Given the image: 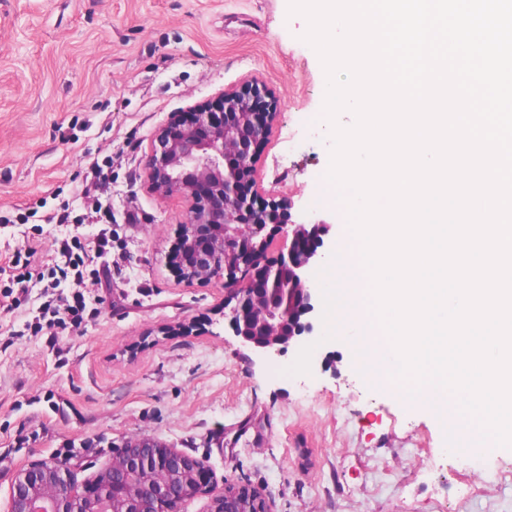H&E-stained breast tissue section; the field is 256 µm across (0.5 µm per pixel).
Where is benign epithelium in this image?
Wrapping results in <instances>:
<instances>
[{"mask_svg": "<svg viewBox=\"0 0 512 512\" xmlns=\"http://www.w3.org/2000/svg\"><path fill=\"white\" fill-rule=\"evenodd\" d=\"M260 81L243 79L215 98L171 114L154 135L143 167L150 190L190 202L174 262L187 279L224 286L225 317L255 353L280 355L315 336L323 299L312 275L321 263L325 222L296 224L292 203L252 192L256 161L277 101L257 111ZM281 240L277 256L271 246ZM204 462L150 436L113 453L103 474L74 482L62 461L20 469L11 483L9 512H179L203 491ZM212 512H267L262 490H224Z\"/></svg>", "mask_w": 512, "mask_h": 512, "instance_id": "1", "label": "benign epithelium"}]
</instances>
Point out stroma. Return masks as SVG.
<instances>
[{
    "label": "stroma",
    "instance_id": "obj_1",
    "mask_svg": "<svg viewBox=\"0 0 512 512\" xmlns=\"http://www.w3.org/2000/svg\"><path fill=\"white\" fill-rule=\"evenodd\" d=\"M288 0H0V290L17 250L36 270L56 237L95 251L99 224L58 226L79 209L88 164L111 157L112 272L95 316L22 334L38 297L0 293V512L11 481L41 460L92 481L140 436L202 460L214 479L180 512H211L229 485L262 489L270 512H512V449L448 451L435 421L375 391L345 339L320 344L311 372L289 349L264 358L234 336L215 281L181 278L168 256L190 204L150 191L143 157L170 114L257 75L280 101L256 164L266 197L295 221L349 233L325 179L324 69ZM94 266H101L95 258Z\"/></svg>",
    "mask_w": 512,
    "mask_h": 512
}]
</instances>
